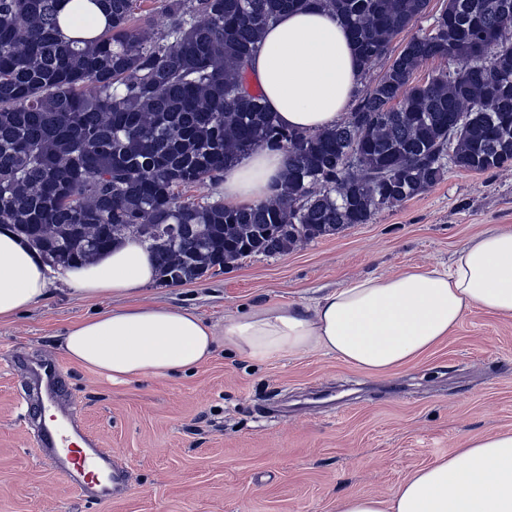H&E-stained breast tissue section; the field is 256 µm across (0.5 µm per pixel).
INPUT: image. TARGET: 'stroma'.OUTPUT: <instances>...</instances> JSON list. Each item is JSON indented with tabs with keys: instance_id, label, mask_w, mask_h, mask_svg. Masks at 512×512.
Returning <instances> with one entry per match:
<instances>
[{
	"instance_id": "stroma-1",
	"label": "stroma",
	"mask_w": 512,
	"mask_h": 512,
	"mask_svg": "<svg viewBox=\"0 0 512 512\" xmlns=\"http://www.w3.org/2000/svg\"><path fill=\"white\" fill-rule=\"evenodd\" d=\"M502 227H512V167L453 168L372 223L145 294L217 325L271 303H311L354 277L450 265ZM129 304L58 283L0 320V512H335L342 495L388 497L467 438L512 431V319L471 310L446 340L382 376L321 353L254 364L219 349L190 372L115 383L58 346L72 323ZM44 359L61 368L57 411L75 414L126 467L118 498L87 503L35 453L42 411L28 367Z\"/></svg>"
}]
</instances>
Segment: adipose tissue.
I'll list each match as a JSON object with an SVG mask.
<instances>
[{"instance_id": "1", "label": "adipose tissue", "mask_w": 512, "mask_h": 512, "mask_svg": "<svg viewBox=\"0 0 512 512\" xmlns=\"http://www.w3.org/2000/svg\"><path fill=\"white\" fill-rule=\"evenodd\" d=\"M248 71L278 123L307 132L343 122L363 77L344 25L314 7L269 24ZM287 164L285 151L263 148L227 166L225 206L267 201ZM156 278L152 252L132 234L91 263L54 271L24 237L0 227V319L45 299L55 279L86 297L131 299L76 322L59 340L69 359L115 382L193 370L219 343L255 362L318 350L373 375L407 366L471 309L512 318V228L469 241L448 267L358 278L313 304H268L219 329L192 311L142 299ZM336 512H512V433L468 438L388 498L350 494Z\"/></svg>"}]
</instances>
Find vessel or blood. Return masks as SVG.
Segmentation results:
<instances>
[{
    "mask_svg": "<svg viewBox=\"0 0 512 512\" xmlns=\"http://www.w3.org/2000/svg\"><path fill=\"white\" fill-rule=\"evenodd\" d=\"M32 372L38 380L43 409L56 404L60 366L53 361L40 362ZM37 451L49 459L54 468L64 472L71 484L90 501H103L117 497L125 478L110 452L100 441L71 419L63 417L58 422L43 424L37 435Z\"/></svg>",
    "mask_w": 512,
    "mask_h": 512,
    "instance_id": "1",
    "label": "vessel or blood"
}]
</instances>
